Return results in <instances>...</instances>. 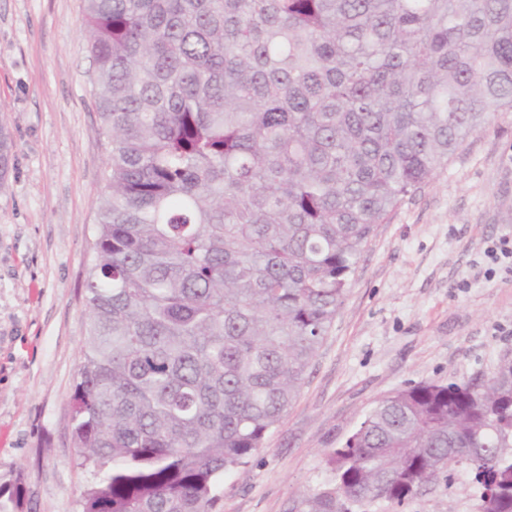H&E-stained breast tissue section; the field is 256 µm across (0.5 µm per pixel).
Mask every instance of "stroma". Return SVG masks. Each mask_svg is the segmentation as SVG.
Instances as JSON below:
<instances>
[{"label": "stroma", "mask_w": 512, "mask_h": 512, "mask_svg": "<svg viewBox=\"0 0 512 512\" xmlns=\"http://www.w3.org/2000/svg\"><path fill=\"white\" fill-rule=\"evenodd\" d=\"M83 0H0V119L13 140L0 190V483L27 512H78L69 409L88 334L85 280L105 190ZM512 112L470 136L363 246L350 286L288 413L224 479L223 512H292L332 477L331 452L376 405L423 381L473 379L512 359ZM479 512L468 470L403 506ZM484 255L493 264L512 268V240L504 237L492 241L484 250ZM25 504V490L22 477L0 484V511L23 512Z\"/></svg>", "instance_id": "obj_1"}]
</instances>
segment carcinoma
I'll return each instance as SVG.
<instances>
[{
	"label": "carcinoma",
	"mask_w": 512,
	"mask_h": 512,
	"mask_svg": "<svg viewBox=\"0 0 512 512\" xmlns=\"http://www.w3.org/2000/svg\"><path fill=\"white\" fill-rule=\"evenodd\" d=\"M106 190L70 401L79 512H221L378 224L512 111V0H85ZM13 141L0 125V189ZM296 512L464 464L512 512V361L382 399ZM22 477L0 512H24Z\"/></svg>",
	"instance_id": "obj_1"
}]
</instances>
